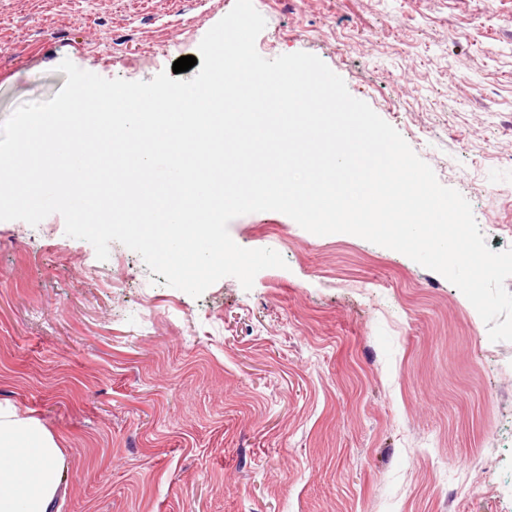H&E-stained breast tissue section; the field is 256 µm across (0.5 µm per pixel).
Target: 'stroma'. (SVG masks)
Wrapping results in <instances>:
<instances>
[{
    "label": "stroma",
    "instance_id": "35a3bbf8",
    "mask_svg": "<svg viewBox=\"0 0 512 512\" xmlns=\"http://www.w3.org/2000/svg\"><path fill=\"white\" fill-rule=\"evenodd\" d=\"M235 0H0V123L62 60L149 81ZM267 59L307 52L512 247V0H253ZM286 268L200 297L111 242L0 221V403L61 440L55 512H512V342L437 272L274 211Z\"/></svg>",
    "mask_w": 512,
    "mask_h": 512
}]
</instances>
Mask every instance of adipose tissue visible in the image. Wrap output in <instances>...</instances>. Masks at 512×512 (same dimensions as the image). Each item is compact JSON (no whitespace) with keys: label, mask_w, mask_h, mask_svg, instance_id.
<instances>
[{"label":"adipose tissue","mask_w":512,"mask_h":512,"mask_svg":"<svg viewBox=\"0 0 512 512\" xmlns=\"http://www.w3.org/2000/svg\"><path fill=\"white\" fill-rule=\"evenodd\" d=\"M65 471L54 434L0 404V512H49Z\"/></svg>","instance_id":"adipose-tissue-1"}]
</instances>
